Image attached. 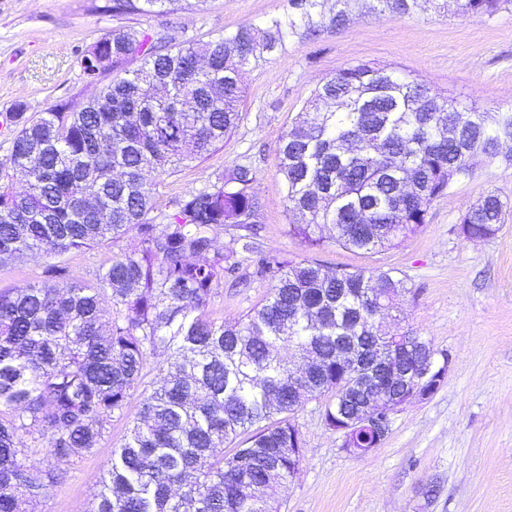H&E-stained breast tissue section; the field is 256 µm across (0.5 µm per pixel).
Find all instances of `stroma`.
<instances>
[{
    "mask_svg": "<svg viewBox=\"0 0 512 512\" xmlns=\"http://www.w3.org/2000/svg\"><path fill=\"white\" fill-rule=\"evenodd\" d=\"M107 4L0 0V158L13 135L5 118L15 104H25L30 115L59 103L72 111L86 104L93 88L81 58L102 37L136 28L205 41L288 10V0H187L173 13L115 15ZM360 63L393 70L468 107L510 110L512 9L462 17L420 0L409 16L356 12L345 27L317 40L287 42L244 69L240 120L223 144L206 159L157 177V205L221 182L237 165L252 166L263 255L309 258L333 270H394L407 287L391 312L394 328L425 336L451 357L443 386L398 412L369 456L342 450L318 401L299 409L303 461L275 494L280 512H512V211L493 237L469 240L460 232L462 214L481 196L492 192L512 204V146L454 182L432 203L423 228L396 248L359 254L328 240L310 249L288 233L279 140L316 87ZM135 238L131 232L116 245L2 263L0 291L41 283L54 265L67 280L93 281ZM267 291L258 281L220 285L210 315L238 317ZM126 433V421H113L97 452L62 463L64 481L26 512H91L103 470Z\"/></svg>",
    "mask_w": 512,
    "mask_h": 512,
    "instance_id": "obj_1",
    "label": "stroma"
}]
</instances>
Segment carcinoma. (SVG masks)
Listing matches in <instances>:
<instances>
[{"label":"carcinoma","instance_id":"cac0c4a2","mask_svg":"<svg viewBox=\"0 0 512 512\" xmlns=\"http://www.w3.org/2000/svg\"><path fill=\"white\" fill-rule=\"evenodd\" d=\"M183 0H112L115 15L169 13ZM288 0L286 16L208 41L176 42L125 29L99 40L112 56V83L78 112L57 104L37 118L20 103L0 168L40 175L21 191L0 183V263L118 241L137 231L95 283L68 282L52 267L39 284L0 291V512H18L63 478L38 468L46 450L58 461L90 455L130 399H142L133 426L100 479L93 512H276L269 489L288 483L300 430L293 415L327 397L326 427L345 423L365 380L401 390L399 374L437 352L431 341L387 327L389 303L405 290L391 270L331 274L309 259L260 257L252 224L259 203L254 172L239 165L209 188L174 197L166 223L156 182L201 160L236 128L241 72L285 42L314 39L348 21L351 0ZM361 7L404 17L417 0H360ZM461 16L493 17L512 0H453ZM139 58L140 68L126 64ZM208 61L197 71L196 59ZM512 142V110L482 112L431 87L367 63L317 87L302 120L278 144L288 233L309 248L356 253L395 248L427 223L428 211L480 158ZM104 200L85 210L86 195ZM509 204L488 193L462 216L465 238L494 236ZM233 224V247L213 233ZM227 277L268 283L261 305L216 322L208 308ZM304 364L298 373L279 356ZM165 356L162 385L145 383L148 356ZM372 425L350 432V447L369 448ZM235 444L233 452L224 447Z\"/></svg>","mask_w":512,"mask_h":512}]
</instances>
